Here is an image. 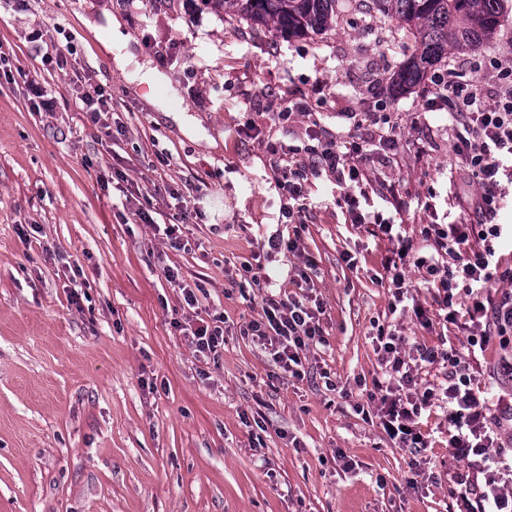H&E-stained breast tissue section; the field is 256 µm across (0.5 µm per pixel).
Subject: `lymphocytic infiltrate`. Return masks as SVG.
Returning <instances> with one entry per match:
<instances>
[{"label":"lymphocytic infiltrate","mask_w":512,"mask_h":512,"mask_svg":"<svg viewBox=\"0 0 512 512\" xmlns=\"http://www.w3.org/2000/svg\"><path fill=\"white\" fill-rule=\"evenodd\" d=\"M492 72L495 89L480 78H453L450 72L433 73L424 90L426 111L448 116L451 170L473 180L474 193L461 196L459 207L469 217L461 224L421 225L418 239L403 236L396 214L405 201L391 184L371 179L365 166L368 153L389 161L397 148L394 137L384 134L372 114H365L363 136L332 135L320 124L305 128L297 143L269 144L268 152L281 175L279 186L288 202L283 213L290 223L303 224L307 212L305 186L310 176L324 175L342 188L339 201L348 223L366 224L372 236L387 240L391 248L384 258L393 306L401 316H412L424 329H432L428 308L414 301L406 281L409 269L423 270L433 283L435 303L444 323L458 324L466 338L464 350L407 346L405 337L378 329L374 340L389 383L377 404V416L390 439L402 448L421 453L429 443L420 430L424 411L444 409L448 445L467 467L453 481L461 488L459 512H512V482L502 464V426L512 421V400H491L482 387L473 361L485 352L493 338L512 336V290L494 293L492 282L512 283V266L495 260L505 225L497 221L502 203L512 190V59L493 58L474 64ZM386 197L393 215L365 208L369 193ZM316 264L304 258L293 280L302 294L279 293L276 281L265 276L261 288V313L241 325V336L250 338L283 373L303 379L304 363L312 346L325 344L320 322L324 303L314 292ZM191 316L173 327L187 337L204 360L219 361L224 350V324L197 315L198 299L192 289L182 291ZM467 299V317L458 321L456 307ZM444 369L438 383L423 382V365Z\"/></svg>","instance_id":"obj_1"}]
</instances>
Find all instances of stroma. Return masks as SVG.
I'll return each instance as SVG.
<instances>
[{"label":"stroma","instance_id":"35a3bbf8","mask_svg":"<svg viewBox=\"0 0 512 512\" xmlns=\"http://www.w3.org/2000/svg\"><path fill=\"white\" fill-rule=\"evenodd\" d=\"M337 9L336 27L290 40L205 0H0V44L15 71L0 79V512H456L450 478L462 465L442 412L423 421L432 446L417 480L409 449L354 407L383 377L379 326L429 345L444 332L458 348L463 336L394 319L389 243L345 223L333 180H311L300 254L265 262L281 275L303 258L317 263L327 343L311 350L303 379L236 335L208 363L172 326L184 286L203 314L237 325L258 316L261 293L244 267L285 229L266 145L297 143L310 122L358 136L353 114L385 104L382 130L398 147L371 176L402 194L407 236L432 218L463 221L457 198L475 186L448 169L447 114L425 111L420 87L392 84L405 32L354 0ZM114 18L133 37L122 71ZM54 43L71 50L66 69L41 61ZM510 54L512 20L437 68L464 80L474 59ZM143 66L169 77L177 98L129 84ZM84 76L112 97L110 133L80 110ZM31 78L52 91L55 111L33 110ZM291 93L322 105L281 123ZM115 169L126 175L118 190L105 182ZM158 223L181 225L188 249L172 248Z\"/></svg>","mask_w":512,"mask_h":512}]
</instances>
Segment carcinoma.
<instances>
[{
	"label": "carcinoma",
	"mask_w": 512,
	"mask_h": 512,
	"mask_svg": "<svg viewBox=\"0 0 512 512\" xmlns=\"http://www.w3.org/2000/svg\"><path fill=\"white\" fill-rule=\"evenodd\" d=\"M226 12L272 25L282 36L318 35L338 22L337 0H206ZM505 0H359L404 30L410 44L397 72L399 87L422 81L427 70L448 58L489 45L505 20Z\"/></svg>",
	"instance_id": "cac0c4a2"
}]
</instances>
